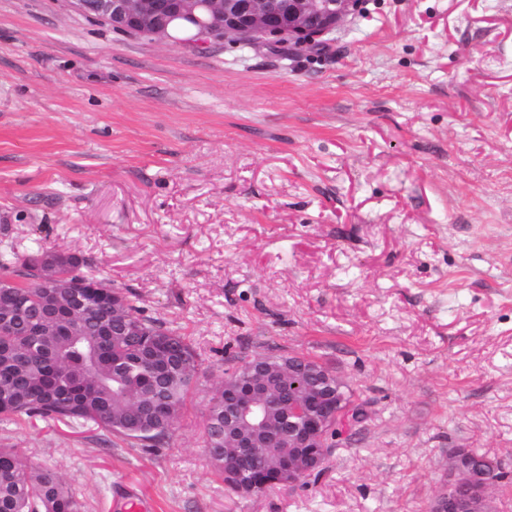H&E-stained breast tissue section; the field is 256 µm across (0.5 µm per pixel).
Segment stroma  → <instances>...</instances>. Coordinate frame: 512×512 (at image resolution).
Listing matches in <instances>:
<instances>
[{
	"label": "stroma",
	"instance_id": "stroma-1",
	"mask_svg": "<svg viewBox=\"0 0 512 512\" xmlns=\"http://www.w3.org/2000/svg\"><path fill=\"white\" fill-rule=\"evenodd\" d=\"M88 258L202 372L164 448L0 415L110 512H428L455 448L512 472V0H360L302 52L0 0V249ZM315 357L370 419L307 484L228 491L231 359ZM113 508L118 512H150L152 505L142 494L125 489L117 493Z\"/></svg>",
	"mask_w": 512,
	"mask_h": 512
}]
</instances>
